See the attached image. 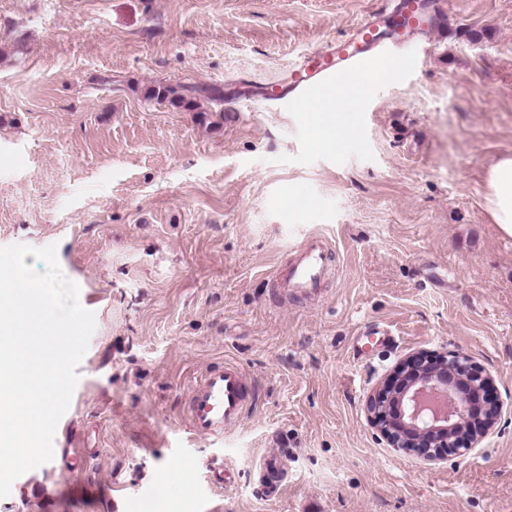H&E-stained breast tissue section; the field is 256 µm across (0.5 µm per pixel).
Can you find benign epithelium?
I'll list each match as a JSON object with an SVG mask.
<instances>
[{"label": "benign epithelium", "instance_id": "7a95c632", "mask_svg": "<svg viewBox=\"0 0 512 512\" xmlns=\"http://www.w3.org/2000/svg\"><path fill=\"white\" fill-rule=\"evenodd\" d=\"M490 386V377L464 354L416 352L369 397L366 409L380 441L434 463L446 449L469 453L497 424L500 404ZM430 393L456 396L463 429L435 414L427 419L423 399Z\"/></svg>", "mask_w": 512, "mask_h": 512}]
</instances>
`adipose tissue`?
<instances>
[{"mask_svg": "<svg viewBox=\"0 0 512 512\" xmlns=\"http://www.w3.org/2000/svg\"><path fill=\"white\" fill-rule=\"evenodd\" d=\"M381 71L361 73L343 82L339 93L327 94L318 105L299 103V111L305 112L315 137V143L325 150L335 149L339 140L342 117L357 112L362 100L372 87L373 81L382 79ZM487 207L500 230L512 237V156H504L495 162L487 179Z\"/></svg>", "mask_w": 512, "mask_h": 512, "instance_id": "1", "label": "adipose tissue"}]
</instances>
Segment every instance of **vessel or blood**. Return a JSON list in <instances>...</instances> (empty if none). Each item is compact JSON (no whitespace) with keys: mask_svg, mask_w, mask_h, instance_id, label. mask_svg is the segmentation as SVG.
Wrapping results in <instances>:
<instances>
[{"mask_svg":"<svg viewBox=\"0 0 512 512\" xmlns=\"http://www.w3.org/2000/svg\"><path fill=\"white\" fill-rule=\"evenodd\" d=\"M447 0H388L335 45L306 54L286 81L252 88V95L283 102L314 101L336 82L365 68L383 69L405 60L416 35H434L443 24ZM333 272L331 247L316 236L295 250L287 268L276 270L271 284L279 292L308 296L318 292ZM254 401V385L237 363L207 368L188 386L184 414L188 433L223 439L236 432Z\"/></svg>","mask_w":512,"mask_h":512,"instance_id":"1","label":"vessel or blood"}]
</instances>
